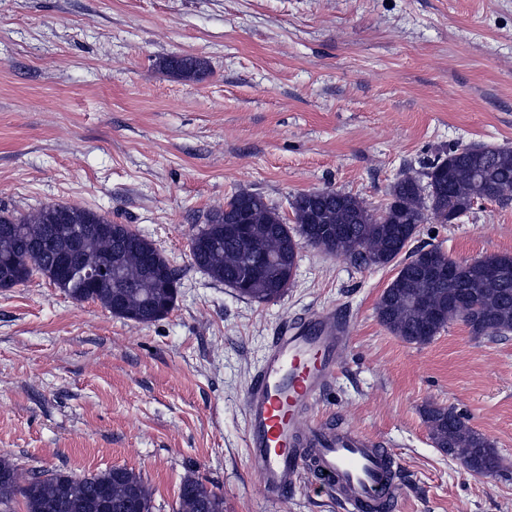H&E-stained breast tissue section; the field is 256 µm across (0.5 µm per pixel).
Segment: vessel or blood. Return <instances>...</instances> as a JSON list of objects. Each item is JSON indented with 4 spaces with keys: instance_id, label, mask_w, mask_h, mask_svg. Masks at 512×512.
<instances>
[{
    "instance_id": "obj_1",
    "label": "vessel or blood",
    "mask_w": 512,
    "mask_h": 512,
    "mask_svg": "<svg viewBox=\"0 0 512 512\" xmlns=\"http://www.w3.org/2000/svg\"><path fill=\"white\" fill-rule=\"evenodd\" d=\"M349 325L316 313L280 326L257 368L245 400L247 462L268 494L287 489L304 462L300 436L316 453L348 512H386L398 494L397 466L384 441L346 427L305 426V410L329 387Z\"/></svg>"
}]
</instances>
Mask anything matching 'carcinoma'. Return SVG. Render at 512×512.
I'll use <instances>...</instances> for the list:
<instances>
[{"label":"carcinoma","mask_w":512,"mask_h":512,"mask_svg":"<svg viewBox=\"0 0 512 512\" xmlns=\"http://www.w3.org/2000/svg\"><path fill=\"white\" fill-rule=\"evenodd\" d=\"M162 65L185 79L208 71L206 61L193 55L167 57ZM423 177L398 180L379 213L338 190L299 193L290 202L294 228L261 194L239 192L206 216L192 238V259L213 281L257 303L277 299L293 285L305 244L345 255L360 266H386L419 225L430 220L451 224L483 201H512V149L453 148L429 162ZM243 234L252 248L270 257L263 268L253 269L243 258L238 245ZM63 252L74 256L68 273L55 264ZM106 263L112 264V277L87 287L86 271ZM449 264L448 254L436 247L402 260L377 302L379 322L402 341L419 345L456 321L473 336L512 333V256H482L458 277L431 275ZM36 273L74 301L96 302L137 324L161 320L177 302L178 293L170 288L176 273L151 241L79 205L48 204L25 214L0 207V283L17 286ZM424 421L435 447L459 459L466 470L480 475L500 471L491 442L454 408L431 406L424 410ZM19 500L24 512H99L103 500L107 512H129V504L151 512V492L127 468L83 476L37 474L1 458L0 512H15ZM176 512H224V501L202 481L188 478L181 484Z\"/></svg>","instance_id":"obj_1"}]
</instances>
